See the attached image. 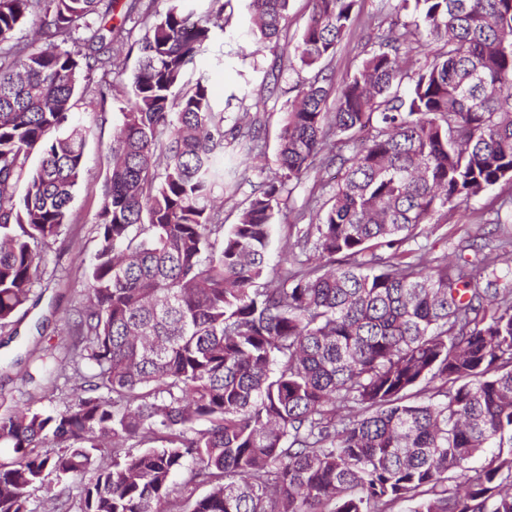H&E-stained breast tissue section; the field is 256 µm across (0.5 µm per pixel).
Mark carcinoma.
<instances>
[{
    "mask_svg": "<svg viewBox=\"0 0 512 512\" xmlns=\"http://www.w3.org/2000/svg\"><path fill=\"white\" fill-rule=\"evenodd\" d=\"M154 2L107 26L118 0H0L1 326L30 299L38 247L70 220L92 131L69 123L81 80L120 69L114 44L139 57L75 341L36 365L80 394L0 413L14 453L0 512H35L42 488L56 490L49 512H512V286L496 269L509 251L483 256L485 279L404 249L456 201L512 183V0H396L412 25L379 36L331 107L323 62L358 0H311L294 48L311 76L283 113L280 175L229 225L216 191L246 173L226 170V142L251 151L257 135L225 129L205 75L185 77L231 0L203 15L195 0ZM288 5L249 0L275 79ZM334 165L268 277L287 186ZM179 478L209 490L181 500Z\"/></svg>",
    "mask_w": 512,
    "mask_h": 512,
    "instance_id": "carcinoma-1",
    "label": "carcinoma"
}]
</instances>
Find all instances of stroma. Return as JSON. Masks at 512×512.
I'll list each match as a JSON object with an SVG mask.
<instances>
[{
	"label": "stroma",
	"instance_id": "stroma-1",
	"mask_svg": "<svg viewBox=\"0 0 512 512\" xmlns=\"http://www.w3.org/2000/svg\"><path fill=\"white\" fill-rule=\"evenodd\" d=\"M233 26L216 37L201 69L209 78L217 105L223 106L228 123L246 119L259 127L262 152L246 156L248 179L236 192L224 195V221L236 223L242 203L262 182L274 177L277 166V135L286 104L297 94V74L285 70L275 92H267V75L272 57L255 53L250 30L248 0H231ZM381 0H359L357 19L345 35L333 58L326 61L328 72L336 80L352 75L360 66L369 44L376 42L377 28L371 18L381 10ZM124 65L121 77L106 104H99L94 93L79 91L71 110L74 119L93 122L95 131L87 140L84 168L70 205L72 221L62 233L41 251L40 278L26 305L11 322L0 326V412L25 406L46 410L61 409L74 398L72 383L57 381L33 390L27 373L32 357L44 351H60L70 340L68 318L80 306L88 288L85 264L96 251L94 218L108 176V148L112 130L118 124L125 105L123 88L138 62L136 53L120 50ZM326 174H309L303 178L277 214L271 235L270 252L279 257L285 244L295 242L297 230L294 214L310 201L312 192L326 181ZM512 197V184L496 186L481 198L459 203L449 210L447 222L437 231L424 230L418 244L430 245L433 252L449 259L465 257L479 260L480 247L495 248L499 241L512 235V217L503 223L493 218L503 199Z\"/></svg>",
	"mask_w": 512,
	"mask_h": 512
}]
</instances>
